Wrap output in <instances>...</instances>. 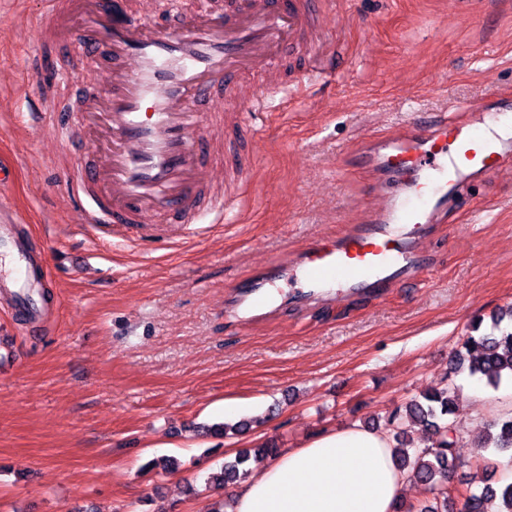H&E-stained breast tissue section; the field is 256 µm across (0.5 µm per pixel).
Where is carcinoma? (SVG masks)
<instances>
[{
  "instance_id": "obj_1",
  "label": "carcinoma",
  "mask_w": 512,
  "mask_h": 512,
  "mask_svg": "<svg viewBox=\"0 0 512 512\" xmlns=\"http://www.w3.org/2000/svg\"><path fill=\"white\" fill-rule=\"evenodd\" d=\"M464 348L466 354L454 356V372L480 376L493 386L499 385L504 378H512V330L498 335H470L464 341ZM458 400V389L450 384L411 400L404 411H395L390 415L391 448L397 469L408 480L428 485L435 493L433 505L417 508L401 502L396 512H448V500L452 498L449 487L451 474L458 467V436L451 421ZM409 423L432 431L436 438L426 439L422 447L415 444L406 439ZM477 447L494 448L502 453L512 452V415L487 424L485 435L478 441ZM248 457V450L245 449L234 460L223 463L218 471L208 477L209 487L221 489L237 483L245 475L244 465ZM461 496L460 512H488V505L492 502L497 503L499 512H512V482L499 484L485 480L477 489L466 488Z\"/></svg>"
}]
</instances>
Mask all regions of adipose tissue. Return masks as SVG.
I'll return each mask as SVG.
<instances>
[{"label": "adipose tissue", "mask_w": 512, "mask_h": 512, "mask_svg": "<svg viewBox=\"0 0 512 512\" xmlns=\"http://www.w3.org/2000/svg\"><path fill=\"white\" fill-rule=\"evenodd\" d=\"M405 483L384 434L326 429L241 483L234 512H395Z\"/></svg>", "instance_id": "1"}]
</instances>
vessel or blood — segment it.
Masks as SVG:
<instances>
[{
	"label": "vessel or blood",
	"mask_w": 512,
	"mask_h": 512,
	"mask_svg": "<svg viewBox=\"0 0 512 512\" xmlns=\"http://www.w3.org/2000/svg\"><path fill=\"white\" fill-rule=\"evenodd\" d=\"M114 2L110 10L105 0H47L40 20L54 47L76 61L67 76L76 90L56 112L39 107L28 118L49 121L69 151V190L83 223L168 229L231 213L264 102L337 74L339 51H322L318 39L325 0H237L221 14L204 5L169 31L126 0ZM261 67L268 80L241 97L243 77ZM88 69L104 71L106 83H87ZM217 98L234 110L201 112ZM502 126L512 127L508 97L472 102L459 119L415 114L405 132L372 141L357 163L376 173L385 204L352 232L299 253L295 297L379 293L424 274L429 261L419 245L447 217L451 198L512 166V134H499ZM47 277L41 243L0 207V289L11 294V321L23 335L45 330L36 295ZM278 277L273 262L241 285L237 306L248 319L271 312Z\"/></svg>",
	"instance_id": "b4317fda"
}]
</instances>
